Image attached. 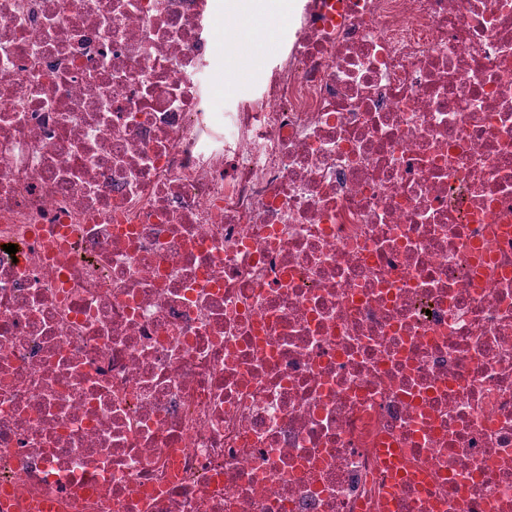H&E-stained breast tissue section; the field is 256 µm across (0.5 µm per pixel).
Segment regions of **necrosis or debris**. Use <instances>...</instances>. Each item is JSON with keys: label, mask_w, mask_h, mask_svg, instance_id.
<instances>
[{"label": "necrosis or debris", "mask_w": 512, "mask_h": 512, "mask_svg": "<svg viewBox=\"0 0 512 512\" xmlns=\"http://www.w3.org/2000/svg\"><path fill=\"white\" fill-rule=\"evenodd\" d=\"M215 20L0 0V512H512V0ZM220 12L218 23L215 27V38L218 48L224 43V55H219V66L224 73V92H218L215 98V108L217 112H229L231 110V99L233 97L248 93L254 82L258 80L260 68L271 61L279 47V39L282 32L286 31L291 25L295 6L299 0H262L264 1L263 10H247L252 27H266L282 24L277 30L271 33H264L254 38L247 44L243 43L237 34V30L247 22L245 17H241L242 26H240L234 36L229 40H224L221 33L224 24L225 14H234L238 11L241 0H218ZM223 5V6H222ZM289 5V10H288ZM288 20L285 22V20ZM285 22V23H284ZM219 28L220 33L219 34ZM240 42V48L238 43ZM225 45H234L236 50L232 52L225 51Z\"/></svg>", "instance_id": "1"}]
</instances>
